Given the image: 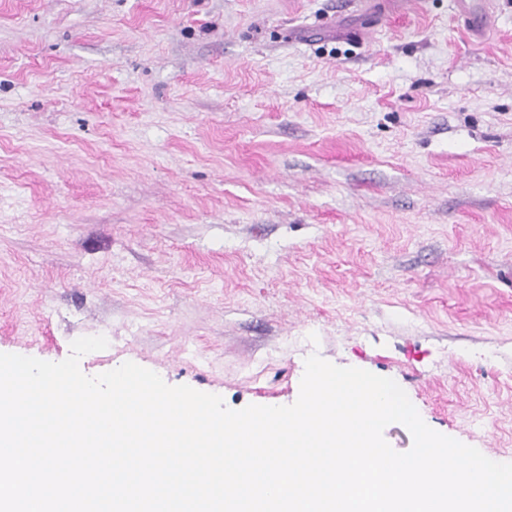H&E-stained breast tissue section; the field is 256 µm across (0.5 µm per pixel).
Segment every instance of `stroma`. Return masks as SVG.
<instances>
[{"instance_id": "35a3bbf8", "label": "stroma", "mask_w": 512, "mask_h": 512, "mask_svg": "<svg viewBox=\"0 0 512 512\" xmlns=\"http://www.w3.org/2000/svg\"><path fill=\"white\" fill-rule=\"evenodd\" d=\"M0 0V353L290 405L311 354L512 462V0Z\"/></svg>"}]
</instances>
